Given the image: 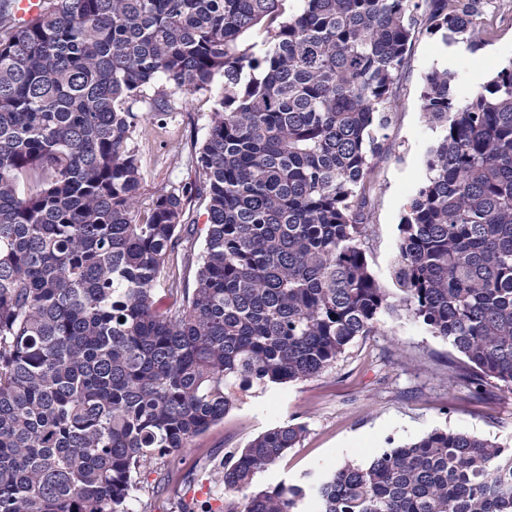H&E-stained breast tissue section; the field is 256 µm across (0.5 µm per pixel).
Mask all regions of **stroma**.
<instances>
[{
    "mask_svg": "<svg viewBox=\"0 0 512 512\" xmlns=\"http://www.w3.org/2000/svg\"><path fill=\"white\" fill-rule=\"evenodd\" d=\"M479 21L492 35L473 48L446 43L421 23L413 30L397 107L374 160L368 201L372 233L366 256L384 288L392 286L407 204L424 183L427 155L441 136L421 108L426 75L434 69L456 73L458 97L465 100L512 64V0H492ZM222 85L218 78L210 90L192 95L165 91L168 110L162 116L152 112L150 99L134 104L142 206L171 186L197 181L189 163L191 150L207 134ZM142 206L136 217H143ZM185 219L172 271L182 287L190 288L197 270L194 258L204 246L207 211L202 198L189 200ZM448 351L442 338L408 314L381 315L376 331L356 338L323 374L252 388L181 453L144 463L136 476L131 512H181L188 502L194 503V512H217L224 502V462L230 453L288 422L304 424L305 437L255 475L252 491L324 480L345 462L367 464L382 449L435 429L475 434L512 448V393L492 389L474 396L449 387Z\"/></svg>",
    "mask_w": 512,
    "mask_h": 512,
    "instance_id": "stroma-1",
    "label": "stroma"
}]
</instances>
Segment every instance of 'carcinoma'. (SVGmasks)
I'll return each mask as SVG.
<instances>
[{"mask_svg": "<svg viewBox=\"0 0 512 512\" xmlns=\"http://www.w3.org/2000/svg\"><path fill=\"white\" fill-rule=\"evenodd\" d=\"M482 0H49L0 4V512H129L170 456L254 386L316 377L402 308L457 356L448 383L512 393V65L467 101L434 69L442 135L408 202L396 301L369 269L373 160L414 24L472 45ZM262 25L259 43L241 37ZM224 88L200 185L132 219L133 104ZM207 203L195 285H158ZM305 426L224 464V512H512V448L435 429L305 489L243 497ZM13 18L18 25L34 22L45 8V0H13Z\"/></svg>", "mask_w": 512, "mask_h": 512, "instance_id": "cac0c4a2", "label": "carcinoma"}]
</instances>
